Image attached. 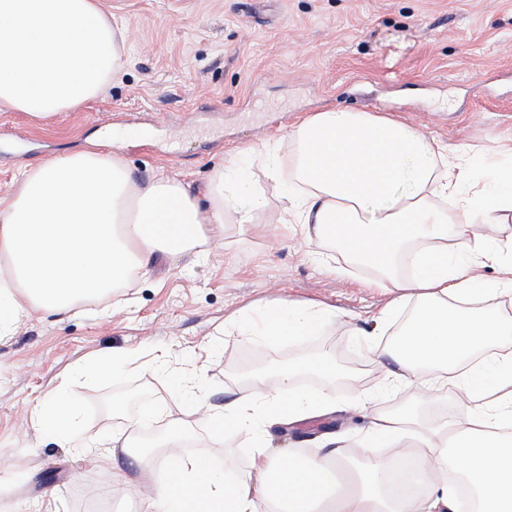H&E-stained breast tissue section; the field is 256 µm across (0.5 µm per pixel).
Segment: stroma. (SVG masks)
<instances>
[{
	"label": "stroma",
	"instance_id": "obj_1",
	"mask_svg": "<svg viewBox=\"0 0 512 512\" xmlns=\"http://www.w3.org/2000/svg\"><path fill=\"white\" fill-rule=\"evenodd\" d=\"M129 31L125 61L96 101L40 127L0 106V207L19 172L90 149L118 133L116 152L136 182L189 185L200 207L216 170L251 174L267 209L260 225L226 217L205 257L157 254L146 271L102 302L22 319L0 342V512H81L80 492L111 488L94 454L62 448L35 428L33 412L87 356L109 348L141 353L144 366L119 379L73 381L85 419L104 440L125 437L144 408L138 437L187 430V454L210 455L240 475L249 456L236 439L213 440L181 413L168 371L203 370L206 402L273 389L276 371L314 355L334 358L352 380L330 384L334 413L269 426L272 447L312 448L327 432L352 439L356 404L388 414L412 397L384 387L366 337L395 339L389 294L329 243L308 247L280 220L285 181L264 174L268 150L287 155L297 120L326 109L402 118L426 137L479 158L512 147V0H105ZM272 298L321 303L336 321L319 334L258 347L224 333L225 316ZM53 480H45L47 472Z\"/></svg>",
	"mask_w": 512,
	"mask_h": 512
}]
</instances>
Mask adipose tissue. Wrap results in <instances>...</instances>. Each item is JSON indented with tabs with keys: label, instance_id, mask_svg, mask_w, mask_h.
<instances>
[{
	"label": "adipose tissue",
	"instance_id": "1",
	"mask_svg": "<svg viewBox=\"0 0 512 512\" xmlns=\"http://www.w3.org/2000/svg\"><path fill=\"white\" fill-rule=\"evenodd\" d=\"M127 40L101 0H0V105L38 126L82 109L121 69ZM288 147L289 164L274 151L268 164L271 177L287 170L295 182L282 197L287 223L376 266L393 295L387 312L416 301L395 341L370 345L385 382L428 391L466 364L465 412L417 436L403 427L422 421L425 403L390 417L371 413L356 448L328 433L308 455L272 448L265 427L335 411L330 392L294 389L288 369L272 392L240 396L206 415L202 379L184 370L173 381L185 413L205 415L214 439L243 437L250 468L233 477L209 456L184 455L178 432L160 445L164 474L145 466L135 483L153 488L155 512H460L448 480L455 472L475 487L476 512H512V319L495 304L512 293V241L469 236L475 222L498 224L512 214V152L476 162L399 118L336 109L293 124ZM248 183L241 167L225 165L205 189L203 211L179 181L137 184L109 141L23 173L0 208V341L24 317L107 298L155 253L177 256L206 244L203 225L223 226L229 214L258 223L268 202ZM433 194L449 199L451 210L430 202ZM452 237L462 253L449 252ZM484 267L497 277L480 276ZM335 319L333 308L275 298L225 319L224 333L273 343L316 334ZM138 367L135 354L112 348L86 358L75 376L106 379ZM34 420L61 446L100 450L101 465L111 467L114 449L104 448L65 387L49 391ZM375 447L388 449L387 459L373 457ZM410 455L424 480L407 493L393 472Z\"/></svg>",
	"mask_w": 512,
	"mask_h": 512
}]
</instances>
